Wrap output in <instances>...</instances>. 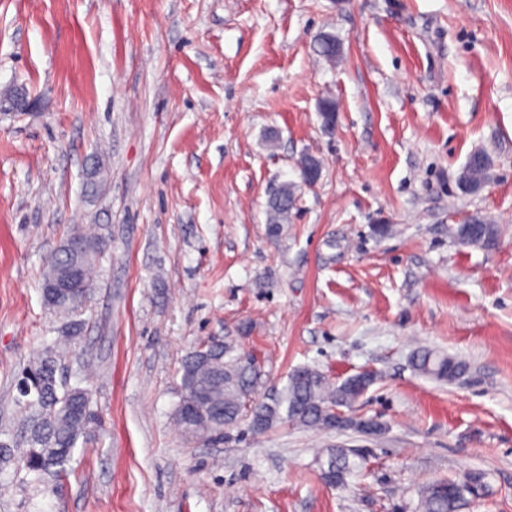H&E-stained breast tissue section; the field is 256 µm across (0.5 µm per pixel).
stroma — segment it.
<instances>
[{"label":"stroma","mask_w":512,"mask_h":512,"mask_svg":"<svg viewBox=\"0 0 512 512\" xmlns=\"http://www.w3.org/2000/svg\"><path fill=\"white\" fill-rule=\"evenodd\" d=\"M476 149L490 178L465 194ZM304 154L321 177L270 233ZM477 212L493 249L453 234ZM91 224L109 248L59 374L94 420L65 480L1 469L0 512H416L472 471L460 512H512V0H0V440L22 442L17 380L65 324L42 270ZM213 340L254 358L260 399L302 366L373 372L345 413L382 434L187 438L181 363ZM421 346L462 374L416 372ZM339 448L369 457L332 487ZM298 187L292 182H285L269 198L268 224L271 232L275 233L279 224L288 221V214L296 204ZM484 486V475L480 472H470L462 481L430 484L420 491L418 509L420 512H459L466 495H479Z\"/></svg>","instance_id":"stroma-1"}]
</instances>
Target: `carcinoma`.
<instances>
[{
  "mask_svg": "<svg viewBox=\"0 0 512 512\" xmlns=\"http://www.w3.org/2000/svg\"><path fill=\"white\" fill-rule=\"evenodd\" d=\"M317 52L329 61L340 56L339 43L330 34L317 40ZM489 167L465 168L459 180L469 184L468 192L475 193L487 182ZM298 185L285 182L268 201V224L271 232L288 221V214L297 200ZM458 238L470 246L492 248L499 237V228L486 216H475L469 223L454 229ZM108 240L96 232L70 234L46 263L42 276L44 305L68 318L66 336L72 338L83 326L79 319L93 288L91 274L97 261L105 254ZM69 277L78 278L81 287L74 298L56 299L45 285ZM229 348L222 343H203L189 352L182 364L181 399L175 417L181 428L195 427L196 437L210 440L233 426L239 418L249 415V427L262 433L274 424L287 421L311 428L344 430L354 428L364 434L372 422L354 421L338 415L341 407L351 406L375 375L350 377L332 385L326 376L313 368L295 370L287 385L272 397L250 402L256 380L251 364L238 359L224 360ZM416 370L440 381H451L461 371L455 358L440 355L429 348H420L412 357ZM59 350L48 349L23 373L18 383V406L29 423L26 447L0 440V467L15 463L14 477L20 484L40 482L46 477L61 479L68 474L73 451L86 434L93 420L90 389L70 386L57 377ZM366 461L365 450L338 448L329 456L323 475L332 486H343L358 473ZM484 488V475L470 472L461 481H440L420 491L419 512H459L466 496H475Z\"/></svg>",
  "mask_w": 512,
  "mask_h": 512,
  "instance_id": "carcinoma-1",
  "label": "carcinoma"
}]
</instances>
